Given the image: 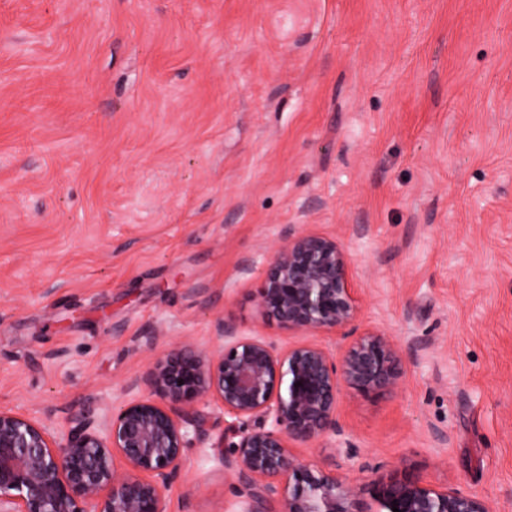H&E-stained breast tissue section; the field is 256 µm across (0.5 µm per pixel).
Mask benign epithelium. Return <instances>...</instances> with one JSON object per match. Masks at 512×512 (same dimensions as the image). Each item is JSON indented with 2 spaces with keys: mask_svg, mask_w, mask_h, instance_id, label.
<instances>
[{
  "mask_svg": "<svg viewBox=\"0 0 512 512\" xmlns=\"http://www.w3.org/2000/svg\"><path fill=\"white\" fill-rule=\"evenodd\" d=\"M349 261L336 238L284 231L265 271L259 306L294 330L343 332L355 320ZM221 345L206 351L183 340L169 345L132 386V397L105 426L83 414L55 432L43 422L0 411V512H171L166 490L179 474L199 406L214 404L240 423L224 460L246 495L243 512H364L357 490L332 470L291 451L341 435L336 404L342 387L363 393L395 389L403 375L395 340L356 336L341 356L315 344L279 350L264 336H241L217 324ZM257 419L259 425L245 426ZM374 512H491L487 502L419 478L376 475Z\"/></svg>",
  "mask_w": 512,
  "mask_h": 512,
  "instance_id": "benign-epithelium-1",
  "label": "benign epithelium"
}]
</instances>
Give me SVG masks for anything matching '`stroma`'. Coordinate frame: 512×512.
Returning a JSON list of instances; mask_svg holds the SVG:
<instances>
[{
	"label": "stroma",
	"mask_w": 512,
	"mask_h": 512,
	"mask_svg": "<svg viewBox=\"0 0 512 512\" xmlns=\"http://www.w3.org/2000/svg\"><path fill=\"white\" fill-rule=\"evenodd\" d=\"M288 228L341 242L403 367L293 453L512 512V0H0V410L104 419L221 320L338 350L258 304ZM197 420L170 508L242 512Z\"/></svg>",
	"instance_id": "stroma-1"
}]
</instances>
